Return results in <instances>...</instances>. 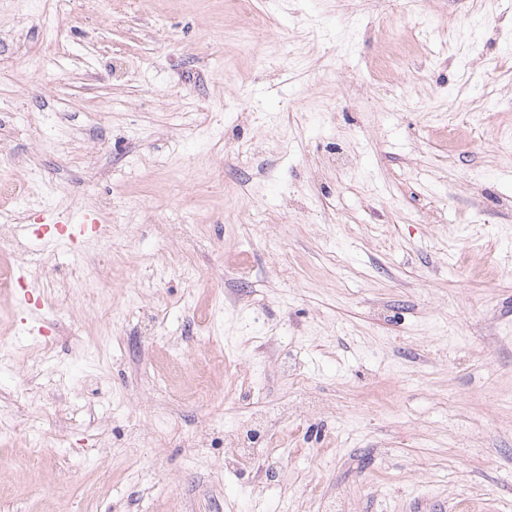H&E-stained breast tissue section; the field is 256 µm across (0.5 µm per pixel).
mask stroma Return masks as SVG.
Segmentation results:
<instances>
[{"label":"stroma","instance_id":"stroma-1","mask_svg":"<svg viewBox=\"0 0 512 512\" xmlns=\"http://www.w3.org/2000/svg\"><path fill=\"white\" fill-rule=\"evenodd\" d=\"M21 2L0 176L41 201L0 212L92 208L111 247L23 264L81 302L0 291L20 353L47 319L85 359L51 409L0 379V512H512V0ZM199 314L223 373L174 353ZM273 405L294 417L264 480L221 443Z\"/></svg>","mask_w":512,"mask_h":512}]
</instances>
